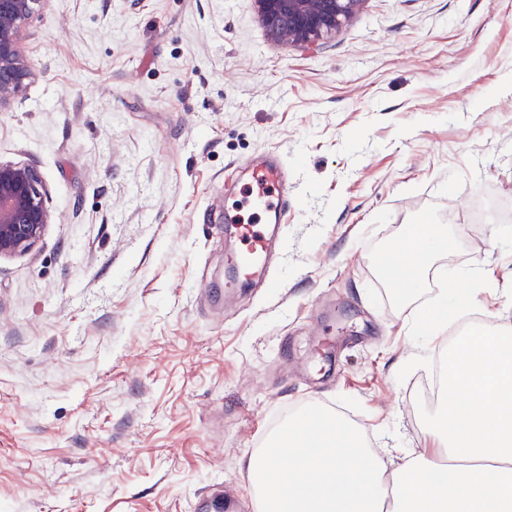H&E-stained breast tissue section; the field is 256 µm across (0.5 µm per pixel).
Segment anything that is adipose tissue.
I'll use <instances>...</instances> for the list:
<instances>
[{"instance_id":"adipose-tissue-1","label":"adipose tissue","mask_w":512,"mask_h":512,"mask_svg":"<svg viewBox=\"0 0 512 512\" xmlns=\"http://www.w3.org/2000/svg\"><path fill=\"white\" fill-rule=\"evenodd\" d=\"M443 243L428 227L412 258L393 256L399 296ZM448 399L401 464L359 429L311 405L246 463L254 512H512V333H473L448 359Z\"/></svg>"}]
</instances>
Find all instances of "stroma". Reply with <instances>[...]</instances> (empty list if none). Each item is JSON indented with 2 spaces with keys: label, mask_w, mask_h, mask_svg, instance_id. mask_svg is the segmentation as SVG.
<instances>
[{
  "label": "stroma",
  "mask_w": 512,
  "mask_h": 512,
  "mask_svg": "<svg viewBox=\"0 0 512 512\" xmlns=\"http://www.w3.org/2000/svg\"><path fill=\"white\" fill-rule=\"evenodd\" d=\"M20 49L0 160L54 222L0 259V512L248 502L308 404L420 451L425 315L480 270L472 321L512 325V0H366L310 49L254 0H39ZM264 151L292 187L275 285L228 288L210 216ZM411 224L447 249L403 299L380 260Z\"/></svg>",
  "instance_id": "1"
}]
</instances>
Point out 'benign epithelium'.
<instances>
[{
    "label": "benign epithelium",
    "mask_w": 512,
    "mask_h": 512,
    "mask_svg": "<svg viewBox=\"0 0 512 512\" xmlns=\"http://www.w3.org/2000/svg\"><path fill=\"white\" fill-rule=\"evenodd\" d=\"M41 0H0V106L31 78L19 49L23 25ZM269 35L312 46L342 29L365 0H256ZM52 215L34 167L0 161V258L24 255L41 240Z\"/></svg>",
    "instance_id": "1"
}]
</instances>
